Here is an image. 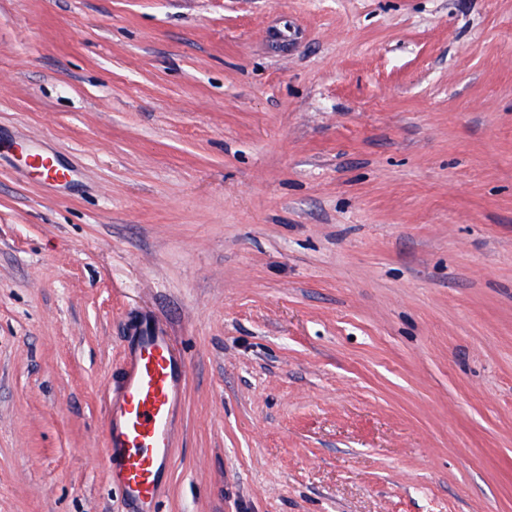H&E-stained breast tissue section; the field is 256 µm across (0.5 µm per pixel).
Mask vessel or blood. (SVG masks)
I'll return each mask as SVG.
<instances>
[{
    "mask_svg": "<svg viewBox=\"0 0 512 512\" xmlns=\"http://www.w3.org/2000/svg\"><path fill=\"white\" fill-rule=\"evenodd\" d=\"M186 372L168 332L146 324L138 329L106 409L111 481L138 512H150L170 467L174 403Z\"/></svg>",
    "mask_w": 512,
    "mask_h": 512,
    "instance_id": "obj_1",
    "label": "vessel or blood"
}]
</instances>
